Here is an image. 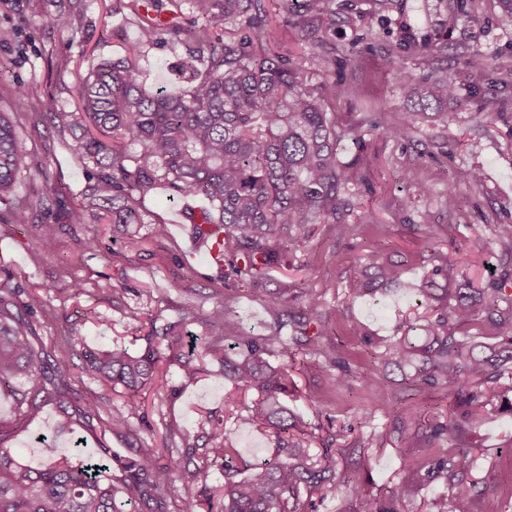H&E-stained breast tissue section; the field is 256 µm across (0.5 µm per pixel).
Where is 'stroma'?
<instances>
[{"mask_svg": "<svg viewBox=\"0 0 512 512\" xmlns=\"http://www.w3.org/2000/svg\"><path fill=\"white\" fill-rule=\"evenodd\" d=\"M0 0V28H11L14 38L0 44V109L14 113L24 147L18 173V198L29 203L26 224L0 223V281H8L21 296L39 294L43 303L31 319L33 334L42 343L49 361L64 374L72 403L98 398L104 403L99 416L76 422L54 405L46 406L39 420L19 427L9 445L16 458L31 468L42 467V445L37 438L44 424L55 427V443L66 455L117 458L131 455L136 438L162 439L166 426L180 429L188 438L200 431L203 416L222 421L226 440L239 450L245 462L270 458L276 448L272 429L244 427L236 420L254 395L225 377L215 363L204 362L195 381L183 383L179 366L189 354L191 339L205 344L218 333L207 324L216 302L230 310L228 336L258 338L267 334L270 317L267 300L282 297L287 306L301 308L305 297L316 299V312L309 327L319 334L318 346L291 343L287 352L271 357L273 366L288 370V406L311 423L312 434L304 444L311 455L336 456L345 472L336 496H312L310 512H362L368 498L387 495L397 479L402 461H428L437 447L402 426L399 412L410 406L423 419H446L460 413L456 390L412 385L399 371L379 370L371 340L393 335L397 324L415 307L400 288L390 286L375 296L358 298L349 284L368 259L395 265L405 281H419L437 265L449 266L439 275L440 285L467 278L481 285L503 272L502 247L497 224L512 221V25L499 23L497 0H483L470 17L459 20L448 33V70L461 97L456 123L449 129L424 124L417 141L429 146L428 156H418L411 147L388 140L379 133L364 142L344 140L343 160L357 155L373 156L368 184L355 186L358 212L371 213L372 223L353 224L350 233L337 237L332 226L319 224L306 246L290 253L288 267L270 270L268 277L251 285L225 278L224 271L207 249L191 251L184 225L187 206H205L203 196L188 199L171 196L165 187L141 197L138 207L143 223L131 231L99 222L83 191L87 173L73 155L69 129L46 130L35 108L39 98L52 96L62 111H79L78 79L100 59L119 60L124 45L138 37L134 10L150 11L153 0ZM191 8L173 14L165 43L147 47L140 61L143 79L150 88H181L176 67L186 52L180 32L196 20ZM336 43L343 57L358 61L351 74V94L336 100L341 117L360 121L384 110L408 107L395 72L406 67L415 76L434 71L431 60L419 56L400 60L381 48L364 50L352 43V32L336 28ZM479 51L485 63L475 71L463 64V51ZM32 88L36 96L16 99L15 85ZM478 167L484 172L481 185L463 179L462 171ZM426 181L431 191L413 195L403 179L406 170ZM62 194L51 209L35 202L50 187ZM89 210L85 224H70L67 211ZM429 214L431 232L417 230L422 214ZM44 225L52 237L50 251L39 262L31 256L42 251L32 225ZM164 224L168 234L158 239L153 227ZM482 236L486 249L468 255L459 264L471 238ZM137 245H130V238ZM81 282L83 292L72 297L68 287ZM195 312L182 322L184 308ZM180 322L182 342L166 352L158 369L176 389L169 398L145 387L137 399L144 407L142 418L131 423L132 433L116 436L108 428L113 409L127 398L123 388H109L81 371L83 359L70 346V331L78 329L88 348L122 346L144 353L156 346L154 327ZM338 349L350 373L344 386H337L338 369L326 365L324 350ZM377 371L380 386L391 401L390 411L374 408V393L361 376ZM466 441L478 453L474 473L486 492L482 512H512V414L502 413L470 432Z\"/></svg>", "mask_w": 512, "mask_h": 512, "instance_id": "stroma-1", "label": "stroma"}]
</instances>
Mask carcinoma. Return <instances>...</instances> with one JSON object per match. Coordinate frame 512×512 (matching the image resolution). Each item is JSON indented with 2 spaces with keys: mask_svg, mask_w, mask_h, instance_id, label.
Wrapping results in <instances>:
<instances>
[{
  "mask_svg": "<svg viewBox=\"0 0 512 512\" xmlns=\"http://www.w3.org/2000/svg\"><path fill=\"white\" fill-rule=\"evenodd\" d=\"M282 11L298 31L301 52L274 49L267 28L265 0H193L206 16L187 33V53L180 69L190 88L171 94L162 87H146L139 66L144 48L163 40L164 25L133 5L139 37L126 47L120 61L102 59L80 79L77 93L87 126L72 112H62L55 99L38 100V113L54 126L80 131L73 150L76 161L91 173L85 192L94 200L112 202V223L142 224L138 198L164 184L179 197L200 194L210 206L192 213L190 223L208 245H216L224 275L253 283L282 265L276 243L283 238L297 247L306 244L316 224L335 225L336 234L350 231L354 213L350 186L367 180L362 158L348 162L338 156L348 138L362 141L369 132H381L396 142H411L421 121L435 116L445 124L457 113L444 112L448 101L459 100L458 86L448 69L418 79L401 68L400 87L417 98L418 108L384 119L378 113L369 122L343 125L329 104L348 93L336 79V12L355 32L353 42L387 38L388 52L398 56L448 55V36L441 30H422L404 18L405 0H368L379 17L382 32L358 25L363 0H279ZM451 20L479 9V0H453ZM139 148L134 154L127 147ZM22 141L8 112L0 111V205L8 208L11 223H28V207L14 197L16 173L23 158ZM398 285L419 298L434 313L419 322L403 320L396 333L373 343L374 355L384 367L409 373L412 382L476 389L462 395L466 407L458 419L431 420L426 435L441 451L423 466L403 462L388 496L365 502L364 512H399L397 505L414 496L424 481L446 478L449 494L432 498L426 512H478L480 483L469 479L475 458L463 443L467 430L481 427L507 410L512 397L496 382L512 380V279L491 288H476L468 280L453 288H435L427 278L403 282L391 265L370 262L352 280L356 297L371 295L380 285ZM42 304L34 294L23 301L14 289L0 285V396L14 405L13 421L0 420V512H122L121 496L139 500L145 512H166L167 489L162 475H174L186 484L200 478L205 468L224 464V485L217 492V512H307L303 493L334 496L342 475L336 457L324 453L318 460L301 449L298 436L305 424L283 403L288 393V371L273 366L268 357L287 351L282 328L291 324L301 342L308 321L284 315V303L268 301L271 333L252 339L235 337L226 347L207 344L201 357L224 368L257 399L238 416L243 425L276 430V454L236 478L233 460L238 452L224 438L220 423L201 422L203 443L186 445L179 458L161 463L162 449L148 439L136 442L131 456L112 468L109 460H75L44 443L46 459L33 470L17 462L7 443L14 426L39 418L45 405L70 407L62 373L45 365L44 349L31 334L29 317ZM229 310L218 303L208 323L224 330ZM288 320H283V317ZM181 341L176 326L161 329L165 348L151 347L139 355L126 348L84 351L83 372L127 390L128 400L116 408L110 430L125 435L131 420L140 416L135 399L152 381L170 392L175 389L157 376L163 350ZM363 383L375 391V405L390 408L380 392L377 374L367 372Z\"/></svg>",
  "mask_w": 512,
  "mask_h": 512,
  "instance_id": "cac0c4a2",
  "label": "carcinoma"
}]
</instances>
